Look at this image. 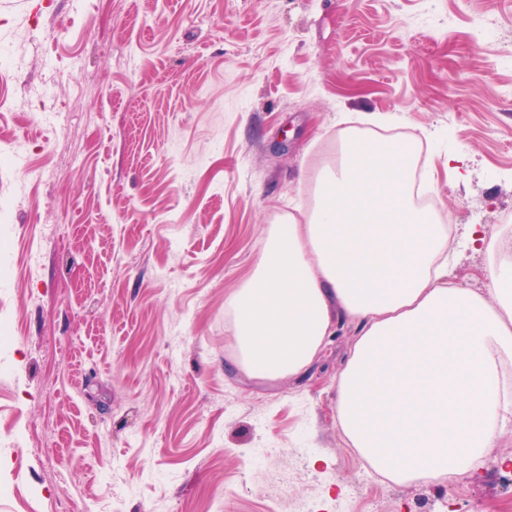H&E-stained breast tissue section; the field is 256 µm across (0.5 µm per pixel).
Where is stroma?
Returning a JSON list of instances; mask_svg holds the SVG:
<instances>
[{
	"label": "stroma",
	"instance_id": "1",
	"mask_svg": "<svg viewBox=\"0 0 512 512\" xmlns=\"http://www.w3.org/2000/svg\"><path fill=\"white\" fill-rule=\"evenodd\" d=\"M512 0H0V512H501L512 429L394 484L329 355L237 373L227 298L307 207L341 120L424 138L449 276L512 234ZM457 156L448 168L449 156Z\"/></svg>",
	"mask_w": 512,
	"mask_h": 512
}]
</instances>
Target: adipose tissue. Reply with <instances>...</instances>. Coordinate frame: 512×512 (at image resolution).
I'll use <instances>...</instances> for the list:
<instances>
[{"instance_id": "1", "label": "adipose tissue", "mask_w": 512, "mask_h": 512, "mask_svg": "<svg viewBox=\"0 0 512 512\" xmlns=\"http://www.w3.org/2000/svg\"><path fill=\"white\" fill-rule=\"evenodd\" d=\"M417 142L340 130L314 208L269 226L226 303L235 364L259 382L305 374L353 324L338 427L396 484L461 479L512 426V242L488 289L449 280L457 228L413 197Z\"/></svg>"}]
</instances>
